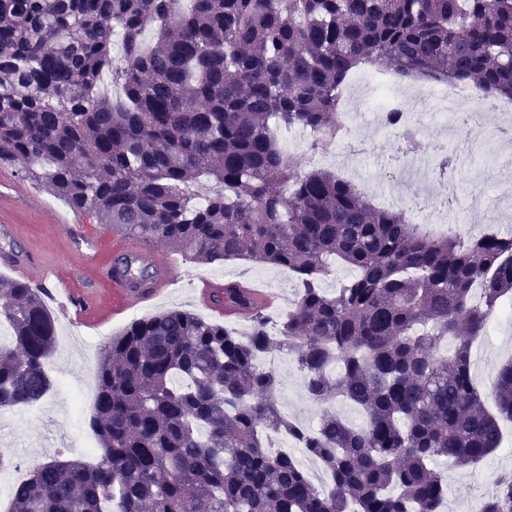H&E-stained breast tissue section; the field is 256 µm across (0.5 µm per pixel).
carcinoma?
I'll list each match as a JSON object with an SVG mask.
<instances>
[{
	"instance_id": "1",
	"label": "carcinoma",
	"mask_w": 512,
	"mask_h": 512,
	"mask_svg": "<svg viewBox=\"0 0 512 512\" xmlns=\"http://www.w3.org/2000/svg\"><path fill=\"white\" fill-rule=\"evenodd\" d=\"M367 64L512 99V0H0V163L129 238L256 260L299 285L275 322L247 285L224 283L213 297L251 323L244 338L183 310L112 337L95 365L97 464H39L10 512H444L432 462L500 447L512 359L494 414L470 350L512 299V233L430 238L279 147L278 126L336 131L340 91ZM332 259L354 275L330 295ZM0 318L13 338L0 407L37 402L56 335L41 290L0 281ZM273 353L321 406L317 427L278 409L277 375L259 365ZM265 432L317 460L330 487ZM480 512H512V472Z\"/></svg>"
}]
</instances>
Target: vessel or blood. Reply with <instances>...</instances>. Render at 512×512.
<instances>
[{
  "label": "vessel or blood",
  "mask_w": 512,
  "mask_h": 512,
  "mask_svg": "<svg viewBox=\"0 0 512 512\" xmlns=\"http://www.w3.org/2000/svg\"><path fill=\"white\" fill-rule=\"evenodd\" d=\"M0 240L20 244L21 257L13 262V269L20 273L23 281L43 287L45 291L50 292L60 314L84 322L101 319L102 312L97 303L95 289L88 288L78 293L70 288L67 281L59 277L58 264L28 246V238L20 225L0 224ZM170 281L171 271L166 267L159 268L154 284L147 289L130 287L126 277L114 275L112 278L113 313H125L150 303L167 289Z\"/></svg>",
  "instance_id": "obj_1"
}]
</instances>
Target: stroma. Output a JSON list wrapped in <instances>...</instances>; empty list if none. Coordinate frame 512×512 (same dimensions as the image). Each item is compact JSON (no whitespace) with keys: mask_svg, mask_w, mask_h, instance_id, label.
<instances>
[{"mask_svg":"<svg viewBox=\"0 0 512 512\" xmlns=\"http://www.w3.org/2000/svg\"><path fill=\"white\" fill-rule=\"evenodd\" d=\"M496 150V156L475 159L462 169L455 185L440 180L426 183L425 200L446 196L460 203L470 191L482 189L512 202V173L504 170L505 163H512V144L497 142ZM0 175L7 181L0 190V224L26 225L36 247L59 256L60 273L68 277L71 287L97 289L105 315L98 324L56 320V348L48 359L52 389L34 404L0 408V457L23 465L28 471L55 457L93 463L99 454L89 428L96 396L94 368L101 349L112 336L120 334L134 320L173 308L190 311L243 334L249 331L250 324L222 316L198 300L197 290L202 282L224 284L223 263L201 264L160 243L153 244L151 260L142 261L141 266L153 276L159 266H170L174 277L170 292L139 309L113 316L114 251L119 247L135 248V241L75 213L43 186L24 178L20 165H1ZM71 222L97 240L95 265L85 271L79 270L75 256L66 253L65 243L58 235L59 225ZM471 355L475 370L492 373L512 359V321L492 316L485 336L474 340ZM276 373L280 380L277 396L281 413L304 425L317 426L320 408L306 396L295 366L283 362ZM502 429L501 448L476 465L454 469L448 489L460 504H468L473 494L486 489L488 473L512 469V422L503 421Z\"/></svg>","mask_w":512,"mask_h":512,"instance_id":"35a3bbf8","label":"stroma"}]
</instances>
